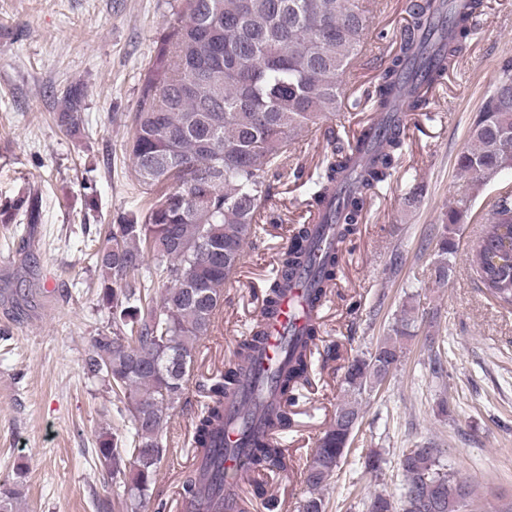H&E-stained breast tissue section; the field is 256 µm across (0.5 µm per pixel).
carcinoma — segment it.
Listing matches in <instances>:
<instances>
[{"label": "carcinoma", "instance_id": "cac0c4a2", "mask_svg": "<svg viewBox=\"0 0 512 512\" xmlns=\"http://www.w3.org/2000/svg\"><path fill=\"white\" fill-rule=\"evenodd\" d=\"M484 0H408L398 50L387 59L367 97L381 116L382 132L369 131L334 146L308 180V205L333 207L330 223L338 243L298 228L282 252L264 310H276L288 284L313 277L310 305L319 308L336 285L344 243L362 222L368 197L391 177L405 147L409 113L422 112L463 56ZM366 19L357 0H181L178 19L166 27L140 77L133 131L125 151L130 177L147 198L119 224L99 229L91 257L100 271L98 306L112 329L93 337L84 360L88 380L112 392L121 425L98 437L95 452L118 489L123 512H166L154 494L167 433L185 404L190 383L204 397L193 417V444L206 454L210 482L197 474L183 482L192 512H210L224 493V392L237 382L238 366L194 378L199 341L212 333L224 304V287L253 241L262 205L272 196L270 178L288 168L291 135L317 126L345 105V77L361 54ZM87 90L67 88L54 118L75 141L85 132ZM465 183L448 204L436 235L429 277L448 285L455 237L469 216L472 191L512 170V59L499 75L470 127L469 145L455 160ZM33 224L36 198L23 193L0 205V224ZM473 271L479 288L504 309L512 307V193H498L478 240ZM416 307L409 304L393 335L344 366L349 399L303 464L307 497L302 512H326L323 490L347 457L361 419L362 395L386 380L404 357ZM319 323L304 340L288 341V368L260 377L277 389L280 409L265 421L282 433L292 425L288 407L308 381ZM258 318L240 345L247 357L261 342ZM429 445L407 448L399 458L400 504L376 491L367 512H464L476 497L471 480L443 464ZM254 470L288 469L278 441L251 449ZM386 460L379 450L365 457L375 476ZM16 486L0 484V512H20Z\"/></svg>", "mask_w": 512, "mask_h": 512}]
</instances>
